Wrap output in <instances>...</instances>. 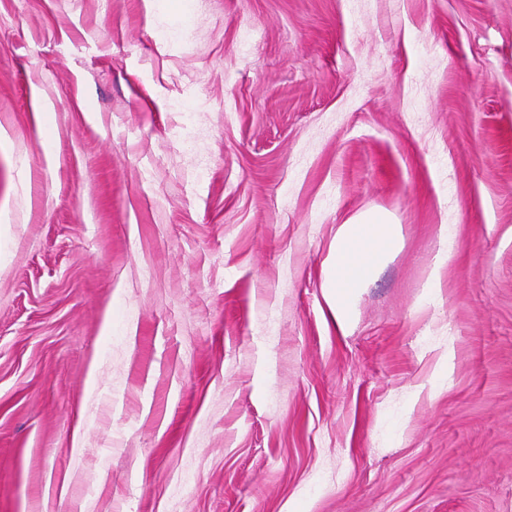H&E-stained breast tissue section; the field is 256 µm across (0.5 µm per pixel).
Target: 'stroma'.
Wrapping results in <instances>:
<instances>
[{
	"mask_svg": "<svg viewBox=\"0 0 512 512\" xmlns=\"http://www.w3.org/2000/svg\"><path fill=\"white\" fill-rule=\"evenodd\" d=\"M0 512H512V0H0ZM400 237V224L380 212L363 214L341 225L336 250L327 263V283L336 299L334 318L340 328L350 321L356 290L395 251Z\"/></svg>",
	"mask_w": 512,
	"mask_h": 512,
	"instance_id": "1",
	"label": "stroma"
}]
</instances>
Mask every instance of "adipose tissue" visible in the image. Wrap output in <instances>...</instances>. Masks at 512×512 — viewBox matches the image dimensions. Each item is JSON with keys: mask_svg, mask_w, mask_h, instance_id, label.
Here are the masks:
<instances>
[{"mask_svg": "<svg viewBox=\"0 0 512 512\" xmlns=\"http://www.w3.org/2000/svg\"><path fill=\"white\" fill-rule=\"evenodd\" d=\"M400 237V225L379 212L360 215L341 225L336 249L327 263V283L336 300L338 326L349 323L356 290L395 251Z\"/></svg>", "mask_w": 512, "mask_h": 512, "instance_id": "adipose-tissue-1", "label": "adipose tissue"}]
</instances>
